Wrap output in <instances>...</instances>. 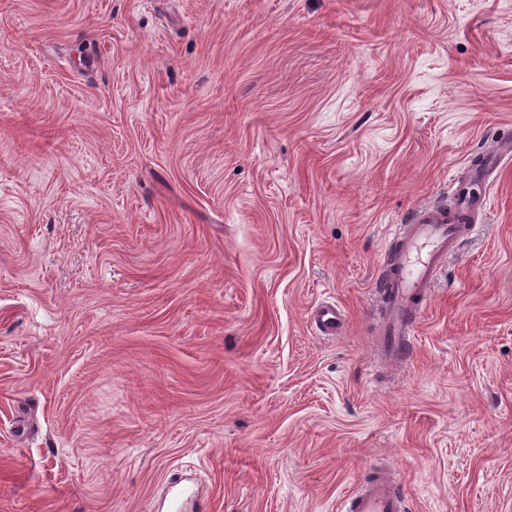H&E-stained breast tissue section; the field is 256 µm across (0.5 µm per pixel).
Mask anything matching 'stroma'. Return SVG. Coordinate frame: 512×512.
<instances>
[{"mask_svg":"<svg viewBox=\"0 0 512 512\" xmlns=\"http://www.w3.org/2000/svg\"><path fill=\"white\" fill-rule=\"evenodd\" d=\"M508 130L512 0H0V512H512V165L373 288ZM475 186L461 185L448 208H423L405 224L396 225L389 242L395 258L376 286L384 362L399 364L407 354L413 322L426 303L437 270L472 228L469 223L480 199ZM311 322L322 336H338L345 325V314L335 303L323 304L311 311ZM399 478L390 467H377L373 477L361 484L349 499L348 512H402Z\"/></svg>","mask_w":512,"mask_h":512,"instance_id":"35a3bbf8","label":"stroma"}]
</instances>
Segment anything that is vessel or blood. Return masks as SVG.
Wrapping results in <instances>:
<instances>
[{"label": "vessel or blood", "instance_id": "1", "mask_svg": "<svg viewBox=\"0 0 512 512\" xmlns=\"http://www.w3.org/2000/svg\"><path fill=\"white\" fill-rule=\"evenodd\" d=\"M512 163V140L501 138L488 147L482 173ZM479 191L460 186L454 205L420 209L406 223L397 225L389 242L395 258L376 286L381 305V349L384 362L400 363L410 343L413 322L424 307L435 275L443 261L453 255L470 228L479 207ZM311 322L323 336L343 331L345 314L328 303L311 312ZM399 478L394 469L377 468L373 477L352 494L348 512H402Z\"/></svg>", "mask_w": 512, "mask_h": 512}]
</instances>
